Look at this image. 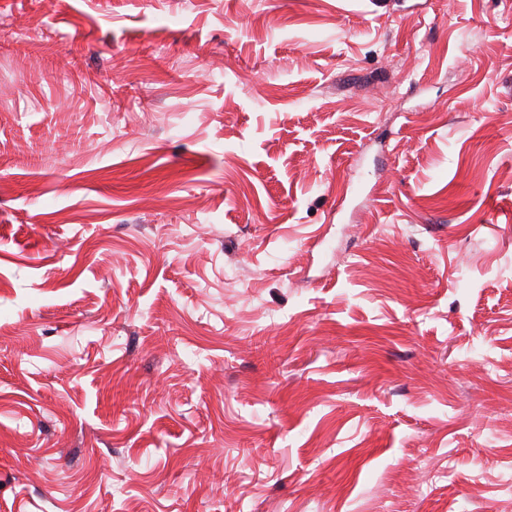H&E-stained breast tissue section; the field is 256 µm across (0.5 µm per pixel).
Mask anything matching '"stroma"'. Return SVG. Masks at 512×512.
I'll use <instances>...</instances> for the list:
<instances>
[{"mask_svg":"<svg viewBox=\"0 0 512 512\" xmlns=\"http://www.w3.org/2000/svg\"><path fill=\"white\" fill-rule=\"evenodd\" d=\"M510 469L512 0H0V512Z\"/></svg>","mask_w":512,"mask_h":512,"instance_id":"35a3bbf8","label":"stroma"}]
</instances>
